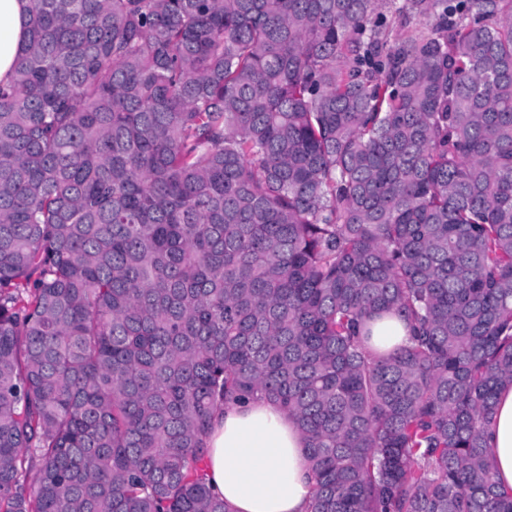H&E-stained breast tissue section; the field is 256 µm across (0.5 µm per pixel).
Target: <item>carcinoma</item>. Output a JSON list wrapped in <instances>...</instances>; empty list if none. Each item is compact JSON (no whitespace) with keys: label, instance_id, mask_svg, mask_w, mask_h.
<instances>
[{"label":"carcinoma","instance_id":"cac0c4a2","mask_svg":"<svg viewBox=\"0 0 512 512\" xmlns=\"http://www.w3.org/2000/svg\"><path fill=\"white\" fill-rule=\"evenodd\" d=\"M31 2L0 512H231L207 439L257 393L309 512H512V0ZM383 315L410 341L373 353ZM489 461L503 489L512 491V386L498 392L494 422L488 436Z\"/></svg>","mask_w":512,"mask_h":512}]
</instances>
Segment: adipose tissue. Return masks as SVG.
<instances>
[{
	"mask_svg": "<svg viewBox=\"0 0 512 512\" xmlns=\"http://www.w3.org/2000/svg\"><path fill=\"white\" fill-rule=\"evenodd\" d=\"M30 16L31 0H0V82L13 75ZM207 444L209 484L233 512H307L312 482L304 439L263 395L218 414ZM488 446L496 480L512 491V386L498 392Z\"/></svg>",
	"mask_w": 512,
	"mask_h": 512,
	"instance_id": "1",
	"label": "adipose tissue"
}]
</instances>
